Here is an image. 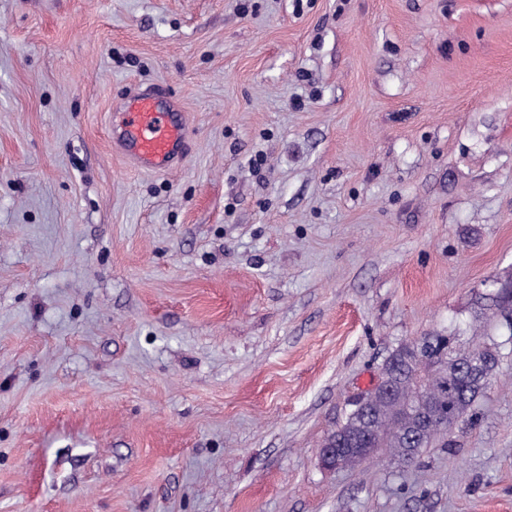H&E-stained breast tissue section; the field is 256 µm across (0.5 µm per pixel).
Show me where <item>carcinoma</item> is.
Wrapping results in <instances>:
<instances>
[{
  "label": "carcinoma",
  "mask_w": 512,
  "mask_h": 512,
  "mask_svg": "<svg viewBox=\"0 0 512 512\" xmlns=\"http://www.w3.org/2000/svg\"><path fill=\"white\" fill-rule=\"evenodd\" d=\"M472 318L478 323V329L473 331L471 341L462 346L455 340L453 349L457 363L462 365L471 362L475 351H483L490 364L482 371L465 379L451 372L445 377L434 370L430 362L441 351L444 339L441 334L404 343L385 360L399 399L390 404L371 399L370 415H356V421L348 422L344 431L330 435L327 442L340 451L370 431L374 435V447L390 449L403 463L413 462L438 441L448 446L446 425L472 422L477 418V407L487 391L486 381L498 367L505 345L512 343V296L489 285V290L475 299ZM490 328L507 329L509 338L497 340L488 332ZM403 405L427 410L428 425L423 432H416L413 414L396 410Z\"/></svg>",
  "instance_id": "obj_1"
}]
</instances>
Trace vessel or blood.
Instances as JSON below:
<instances>
[{
	"label": "vessel or blood",
	"instance_id": "obj_1",
	"mask_svg": "<svg viewBox=\"0 0 512 512\" xmlns=\"http://www.w3.org/2000/svg\"><path fill=\"white\" fill-rule=\"evenodd\" d=\"M185 126L157 94H134L124 105L114 144L141 167L164 171L182 159Z\"/></svg>",
	"mask_w": 512,
	"mask_h": 512
}]
</instances>
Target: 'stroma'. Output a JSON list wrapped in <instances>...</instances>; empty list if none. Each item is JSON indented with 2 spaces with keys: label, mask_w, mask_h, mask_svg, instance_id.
Masks as SVG:
<instances>
[{
  "label": "stroma",
  "mask_w": 512,
  "mask_h": 512,
  "mask_svg": "<svg viewBox=\"0 0 512 512\" xmlns=\"http://www.w3.org/2000/svg\"><path fill=\"white\" fill-rule=\"evenodd\" d=\"M509 273L512 0H0V512H512V351L451 447L319 459ZM184 135V116L180 120L155 92L146 91L125 103L114 145L139 166L164 171L183 159Z\"/></svg>",
  "instance_id": "35a3bbf8"
}]
</instances>
